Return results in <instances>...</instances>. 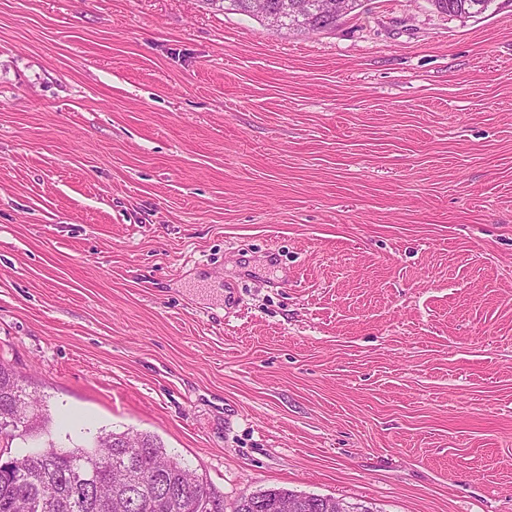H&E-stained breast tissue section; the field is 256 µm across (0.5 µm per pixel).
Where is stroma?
<instances>
[{"instance_id": "stroma-1", "label": "stroma", "mask_w": 512, "mask_h": 512, "mask_svg": "<svg viewBox=\"0 0 512 512\" xmlns=\"http://www.w3.org/2000/svg\"><path fill=\"white\" fill-rule=\"evenodd\" d=\"M0 361L228 507L512 512V0H0ZM262 1H264L265 5L253 3L251 6L250 4L253 16L262 20L264 24L272 31L288 32L287 29L284 28L287 21L285 14L281 10L273 8L272 6H277L280 3L289 0H269L272 6L267 0ZM362 4V0H324L321 2L324 11L336 16V20H340L344 15L351 12L352 9L355 11L362 7ZM352 6L353 8L351 9ZM336 20L329 21L327 18L313 15L307 20V27L303 30L297 31V33L320 32L322 30L332 29L336 27V23L338 22ZM255 496L262 499L261 503L251 505L245 499H242L236 503L232 512H254V508L267 512L274 511V504L284 496L301 499L305 504V508L301 512H319L316 500L323 498L315 495L298 494L283 488H268L257 492Z\"/></svg>"}]
</instances>
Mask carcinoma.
Instances as JSON below:
<instances>
[{"label":"carcinoma","mask_w":512,"mask_h":512,"mask_svg":"<svg viewBox=\"0 0 512 512\" xmlns=\"http://www.w3.org/2000/svg\"><path fill=\"white\" fill-rule=\"evenodd\" d=\"M45 401L29 392L0 362V436L35 442L37 451L0 467V512H21L31 499L41 512H224V500L204 479L148 434L101 430L84 444L54 441ZM261 503H236L232 512H272L284 496L302 500V512H319L317 496L283 488L256 493Z\"/></svg>","instance_id":"cac0c4a2"}]
</instances>
